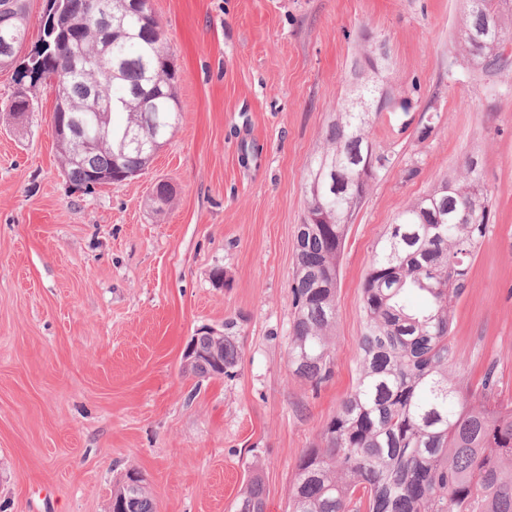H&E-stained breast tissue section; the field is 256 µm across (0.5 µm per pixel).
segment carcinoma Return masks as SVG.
I'll return each mask as SVG.
<instances>
[{
  "label": "carcinoma",
  "instance_id": "obj_1",
  "mask_svg": "<svg viewBox=\"0 0 512 512\" xmlns=\"http://www.w3.org/2000/svg\"><path fill=\"white\" fill-rule=\"evenodd\" d=\"M118 2L48 0L56 28L42 29L36 68L63 78L53 117L67 120L94 111L97 99L113 101L104 148L76 160L72 145L59 142L75 185L95 171L142 173L151 159L149 142L165 140L181 114L175 77L152 83L169 61L164 30L134 13L112 24ZM27 24V0H0V67L13 63ZM458 35L475 77L512 79V0H464ZM85 56L101 62L83 69ZM363 74H355V95L386 105L387 94ZM116 114L123 119L114 120ZM379 116L352 108L336 113L305 183L288 366L314 387L332 376L346 219L393 164L369 142ZM491 219V197L473 155L455 176L397 213L363 284L356 385L325 424L320 444L300 456L288 512H512V400L501 397L492 367L476 390L458 379L462 362L450 345L452 304L467 286ZM412 291L429 299L427 308H407L404 297ZM236 327L224 321L219 352L226 376L241 360ZM128 500L132 512H156L144 482L133 487L119 480L110 512H125ZM265 509L264 485L254 477L237 512Z\"/></svg>",
  "mask_w": 512,
  "mask_h": 512
}]
</instances>
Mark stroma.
I'll return each mask as SVG.
<instances>
[{
    "label": "stroma",
    "mask_w": 512,
    "mask_h": 512,
    "mask_svg": "<svg viewBox=\"0 0 512 512\" xmlns=\"http://www.w3.org/2000/svg\"><path fill=\"white\" fill-rule=\"evenodd\" d=\"M181 119L148 168L86 192L61 169L55 89L0 67V512H108L138 469L158 512H235L260 476L287 512L301 454L351 392L369 257L402 206L477 156L494 220L455 301L450 341L478 386L512 399V85L476 80L462 0H153ZM385 43L390 111L375 181L340 259L333 376L288 366L303 185L352 96L359 49ZM427 137H420L424 125ZM169 182V204L152 188ZM223 278H215V271ZM238 322L226 377L185 369L197 329Z\"/></svg>",
    "instance_id": "stroma-1"
}]
</instances>
